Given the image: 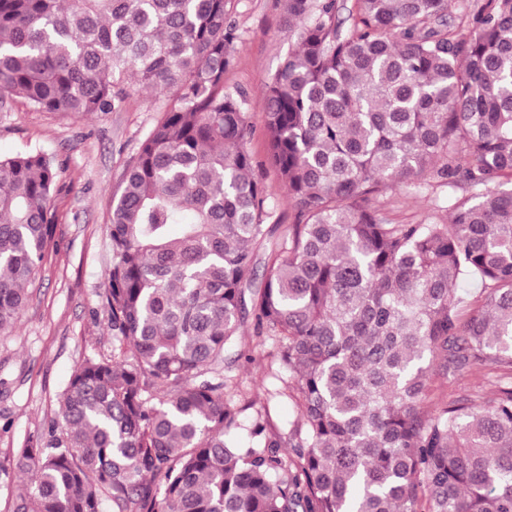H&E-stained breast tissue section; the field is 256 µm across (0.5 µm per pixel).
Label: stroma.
Returning <instances> with one entry per match:
<instances>
[{"instance_id":"stroma-1","label":"stroma","mask_w":512,"mask_h":512,"mask_svg":"<svg viewBox=\"0 0 512 512\" xmlns=\"http://www.w3.org/2000/svg\"><path fill=\"white\" fill-rule=\"evenodd\" d=\"M284 0H234L230 19L237 29L235 63L224 76V89L241 93L252 133L247 144L256 160L267 153L265 84L295 41L283 25ZM169 104L166 94L131 92L108 112H46L17 98L0 106V156L23 148L40 149L57 169L53 241L29 301L16 326L0 333V512H11L21 485L5 475L13 451L40 432L58 409V397L74 367L84 358L111 355L112 333L101 308L100 293L110 263L108 228L112 199L141 142ZM448 188L409 183L387 192L388 215L399 224H442L447 210L438 198ZM245 359L225 365V376L241 381L244 420L269 407L272 422L285 426L297 418L292 398L283 393L277 346L258 342L252 321L239 336ZM497 374L471 364L433 382L434 403L491 394Z\"/></svg>"}]
</instances>
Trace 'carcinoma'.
Listing matches in <instances>:
<instances>
[{"label":"carcinoma","instance_id":"carcinoma-1","mask_svg":"<svg viewBox=\"0 0 512 512\" xmlns=\"http://www.w3.org/2000/svg\"><path fill=\"white\" fill-rule=\"evenodd\" d=\"M285 2L266 131L296 223L255 288L272 189L224 92L232 0H0L1 104L172 101L112 201V355L16 450L12 512H421L422 492L426 512H512V0ZM56 179L41 151L0 157V332ZM415 181L467 190L444 224L391 223L381 197ZM249 316L293 380L286 435L267 409L246 423L224 378ZM470 363L497 390L430 407L432 376Z\"/></svg>","mask_w":512,"mask_h":512}]
</instances>
